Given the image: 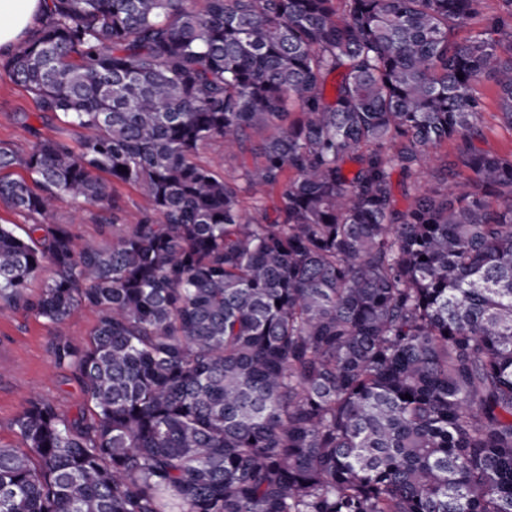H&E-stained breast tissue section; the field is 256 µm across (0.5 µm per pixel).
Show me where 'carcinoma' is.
<instances>
[{
  "mask_svg": "<svg viewBox=\"0 0 512 512\" xmlns=\"http://www.w3.org/2000/svg\"><path fill=\"white\" fill-rule=\"evenodd\" d=\"M0 68L84 131L0 144V307L87 401L27 402L0 512H512V152L475 145L484 77L512 130V0H44ZM105 174L128 232L45 222ZM197 161L226 177H232L237 174L243 162L252 163L253 155L250 153L238 154L235 157L224 155V143L220 139H216L199 151ZM454 154V143L448 142V144L444 143L439 146L424 166L421 179L422 186L437 185L439 183L437 180L438 169L447 159H452ZM98 321V314L91 309L82 310L77 316L67 320L62 327L73 337L88 338Z\"/></svg>",
  "mask_w": 512,
  "mask_h": 512,
  "instance_id": "cac0c4a2",
  "label": "carcinoma"
}]
</instances>
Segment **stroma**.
<instances>
[{
    "mask_svg": "<svg viewBox=\"0 0 512 512\" xmlns=\"http://www.w3.org/2000/svg\"><path fill=\"white\" fill-rule=\"evenodd\" d=\"M480 90L486 96L487 106L482 116L485 137L480 149L498 154L512 152V130L502 126L498 119L495 86L492 79H484ZM33 95L15 83L0 70V142L15 148L27 149L32 141L29 127H37L46 136L70 133L63 120L53 118L41 121ZM28 115V123H21V115ZM110 192L119 205V212L66 197L58 201L53 222L70 225L74 236L81 241H97L106 226L116 225L128 230L137 223L145 199L130 186L116 182ZM55 326L44 318L17 307L0 310V443L21 447L22 440L14 425L27 400L43 396L53 400L69 414H77L85 398L68 371L53 364L51 343Z\"/></svg>",
    "mask_w": 512,
    "mask_h": 512,
    "instance_id": "stroma-1",
    "label": "stroma"
}]
</instances>
